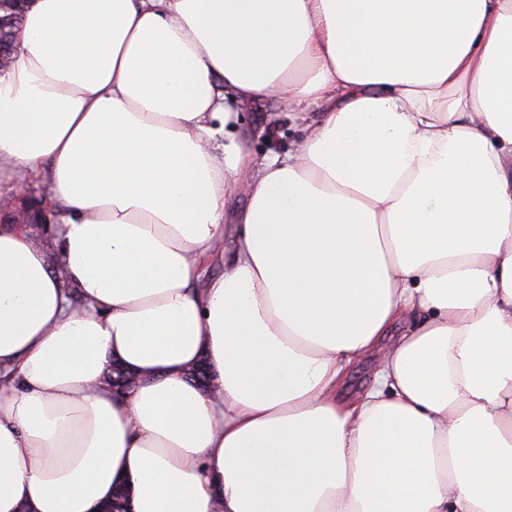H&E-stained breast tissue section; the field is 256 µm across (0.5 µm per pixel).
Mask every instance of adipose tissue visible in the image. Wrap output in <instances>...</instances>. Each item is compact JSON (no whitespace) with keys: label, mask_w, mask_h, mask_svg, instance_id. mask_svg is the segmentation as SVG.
I'll list each match as a JSON object with an SVG mask.
<instances>
[{"label":"adipose tissue","mask_w":512,"mask_h":512,"mask_svg":"<svg viewBox=\"0 0 512 512\" xmlns=\"http://www.w3.org/2000/svg\"><path fill=\"white\" fill-rule=\"evenodd\" d=\"M262 97L319 108L295 151L237 135ZM33 180L0 512H512V0H33L0 194ZM376 367L375 356L353 359L347 364L341 390L342 397L353 396L370 388L374 383Z\"/></svg>","instance_id":"obj_1"}]
</instances>
